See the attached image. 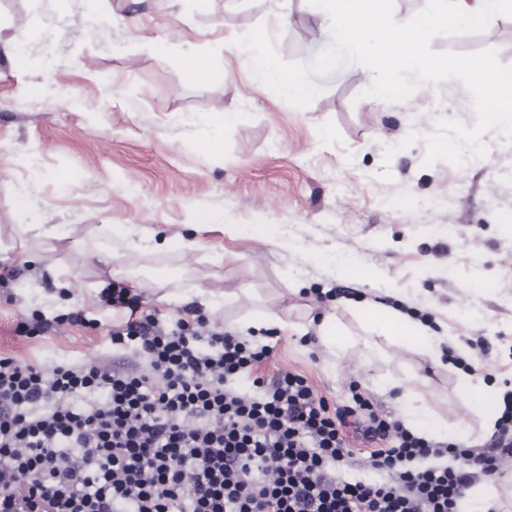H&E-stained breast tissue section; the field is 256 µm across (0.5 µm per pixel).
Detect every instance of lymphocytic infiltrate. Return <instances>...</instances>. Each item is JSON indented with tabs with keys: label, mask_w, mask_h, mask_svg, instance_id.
<instances>
[{
	"label": "lymphocytic infiltrate",
	"mask_w": 512,
	"mask_h": 512,
	"mask_svg": "<svg viewBox=\"0 0 512 512\" xmlns=\"http://www.w3.org/2000/svg\"><path fill=\"white\" fill-rule=\"evenodd\" d=\"M101 298L129 314L113 349L146 365L0 357V512H458L512 465L511 390L486 448L438 441L360 392L333 407L301 374L258 376L271 346L204 315L164 322L116 280ZM351 424L379 443L359 462ZM357 462L369 479L339 477Z\"/></svg>",
	"instance_id": "f902f5d3"
}]
</instances>
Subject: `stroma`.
Returning a JSON list of instances; mask_svg holds the SVG:
<instances>
[{
  "instance_id": "obj_1",
  "label": "stroma",
  "mask_w": 512,
  "mask_h": 512,
  "mask_svg": "<svg viewBox=\"0 0 512 512\" xmlns=\"http://www.w3.org/2000/svg\"><path fill=\"white\" fill-rule=\"evenodd\" d=\"M288 21L274 33L280 57L310 62L331 42L329 31L301 40L312 27L301 0H109L107 14H89L85 0H0V245L12 280L0 285V355L48 366L116 355L108 334L119 316L100 300L106 275L71 240L55 232L132 231L127 260L167 276L166 289L142 292L145 310L166 319L202 310L214 322L244 325L261 309L278 338L261 375L298 372L329 402H350V383L390 415L394 391L377 390L375 375L425 380L424 395L439 422L435 436L455 441L468 423L470 444L485 443L484 415H499L512 384V140L457 167L424 165L423 137L437 117L473 126L462 83L415 91L403 102L364 96L370 80L357 63L314 82L321 92L297 107L255 80L226 38ZM435 51L493 48L512 65V17L485 31L439 36ZM204 61L201 82L185 77L181 51ZM227 112L218 150L205 142L207 118ZM419 141L406 144L409 133ZM393 179H380L383 170ZM35 224L40 238L19 225ZM198 225L200 249L178 244ZM264 225L262 234L243 227ZM169 241L157 248L158 237ZM47 247L40 275L25 248ZM325 253H353L356 280L328 277ZM237 302L215 309L189 301L188 285ZM328 286L326 294L317 289ZM428 300L433 328L449 333L477 360L481 384L457 386L455 367L434 366L409 341L382 342L370 357L356 301L392 304L397 296ZM80 309L87 325L60 326L29 338L17 331L33 314ZM353 345L334 372L327 355L298 326L327 312Z\"/></svg>"
}]
</instances>
